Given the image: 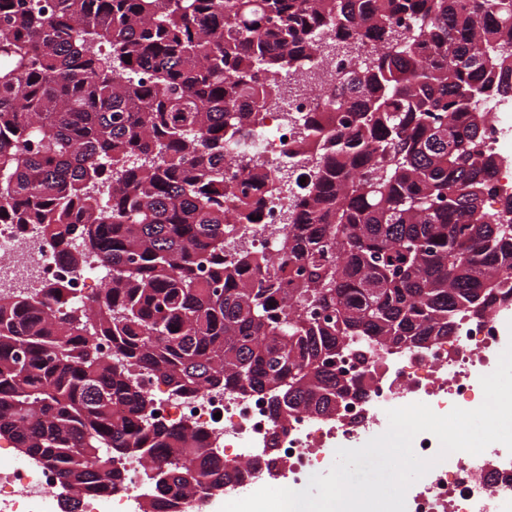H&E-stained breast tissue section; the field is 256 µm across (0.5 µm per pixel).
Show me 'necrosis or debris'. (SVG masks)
I'll return each instance as SVG.
<instances>
[{"instance_id":"obj_1","label":"necrosis or debris","mask_w":512,"mask_h":512,"mask_svg":"<svg viewBox=\"0 0 512 512\" xmlns=\"http://www.w3.org/2000/svg\"><path fill=\"white\" fill-rule=\"evenodd\" d=\"M351 57L322 54L317 69L305 80L306 91L275 101L264 124L245 140L248 155L270 163L288 165V188L266 198L259 223L250 225L248 245L265 254L275 253L290 206L309 189L316 171L313 157L298 153L303 124L316 111L318 87L336 72L350 68ZM490 112L482 141L485 151L503 161L490 182L488 203L499 209L512 198V108L496 97L483 106ZM101 279L111 273L99 263L74 268L52 247L41 225L0 224V299L36 298L49 283L63 282L73 301L91 294L90 272ZM512 335V310L479 319L459 321L455 336L424 349H379L362 357L337 358L336 366L351 377H365L364 397L342 401L333 418L300 413L289 419L284 431L274 429L266 395L241 394L230 388H208L179 393L162 385L145 369L137 370L141 388L154 403L155 422L186 424L203 433L207 445L223 454L239 481L225 485L207 500L170 495L175 512H220L224 503L244 498L261 487L277 484L304 488L311 475L327 468L337 448H357L388 428L389 409L421 402L440 415L452 407L477 408L483 401L480 379L490 374ZM278 432L283 462H269L264 448L271 432ZM413 450L437 465L418 487L406 493V512H512V452L502 444L478 455L455 452L439 458L440 443L423 432L413 440ZM117 485L101 493L75 494L64 486L49 464L38 457H17L14 443L0 435V512H64L76 497L81 512H139L145 494L154 492L143 462L121 465Z\"/></svg>"}]
</instances>
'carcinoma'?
Listing matches in <instances>:
<instances>
[{"mask_svg":"<svg viewBox=\"0 0 512 512\" xmlns=\"http://www.w3.org/2000/svg\"><path fill=\"white\" fill-rule=\"evenodd\" d=\"M325 34L361 51L305 121L315 180L276 255L236 249L271 167L226 154ZM512 95V0H0V224H41L112 281L74 307L0 300V434L67 485L128 459L207 497L224 455L149 422L177 392H264L274 423L336 411V357L421 348L512 298V202L485 205L490 94ZM115 355L99 354L100 343Z\"/></svg>","mask_w":512,"mask_h":512,"instance_id":"cac0c4a2","label":"carcinoma"}]
</instances>
